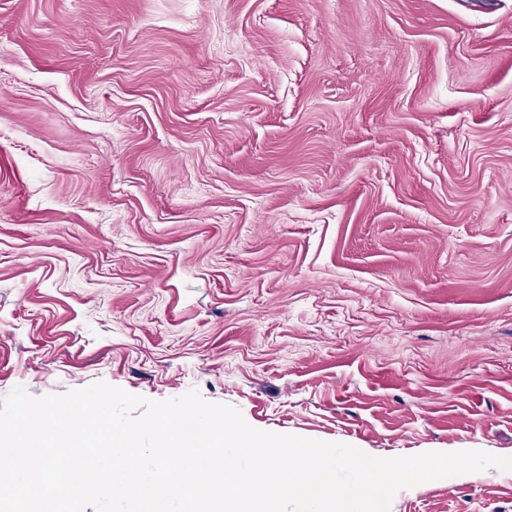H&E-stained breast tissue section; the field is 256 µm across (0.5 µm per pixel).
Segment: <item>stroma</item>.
<instances>
[{
    "label": "stroma",
    "mask_w": 512,
    "mask_h": 512,
    "mask_svg": "<svg viewBox=\"0 0 512 512\" xmlns=\"http://www.w3.org/2000/svg\"><path fill=\"white\" fill-rule=\"evenodd\" d=\"M0 42V399L512 456V0H0Z\"/></svg>",
    "instance_id": "stroma-1"
}]
</instances>
